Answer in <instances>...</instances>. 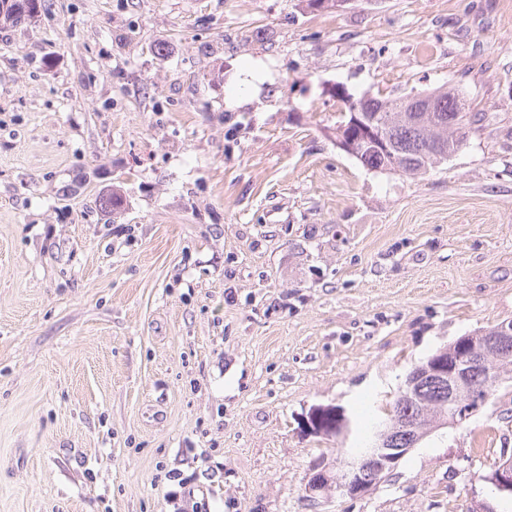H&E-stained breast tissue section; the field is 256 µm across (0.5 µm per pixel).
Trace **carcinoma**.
Returning <instances> with one entry per match:
<instances>
[{"instance_id": "1", "label": "carcinoma", "mask_w": 512, "mask_h": 512, "mask_svg": "<svg viewBox=\"0 0 512 512\" xmlns=\"http://www.w3.org/2000/svg\"><path fill=\"white\" fill-rule=\"evenodd\" d=\"M35 0H0V17L18 24L33 16ZM409 99L417 100L422 106L429 101L439 111L440 120L434 122L428 112H412L410 116L419 118L417 122H403L392 129V137L400 149L401 171L416 175L445 161L459 150L467 140L472 125L477 122V114L465 111L466 103L454 87H443L421 92H410L393 98H380L362 95L353 99L357 112L365 114L375 122H384L402 107ZM345 121L336 127V137L350 136L355 140L356 159L369 169L381 164L371 141L360 131L349 132L350 107L344 97H338Z\"/></svg>"}]
</instances>
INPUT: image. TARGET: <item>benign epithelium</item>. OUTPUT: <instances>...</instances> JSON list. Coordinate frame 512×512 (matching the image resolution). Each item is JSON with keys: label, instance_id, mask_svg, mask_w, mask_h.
Listing matches in <instances>:
<instances>
[{"label": "benign epithelium", "instance_id": "7a95c632", "mask_svg": "<svg viewBox=\"0 0 512 512\" xmlns=\"http://www.w3.org/2000/svg\"><path fill=\"white\" fill-rule=\"evenodd\" d=\"M462 340L464 347L449 352L443 350L412 373L404 397L413 403L415 412L403 420L400 433L395 435L390 427H381L368 448L344 459L340 474L333 476L326 470L315 472L306 488L310 497L332 487L342 496H360L377 485L410 447L431 432L439 422V411L451 409L448 424L455 426L472 416L479 408L473 397L487 395L490 386L498 381L496 363L512 356V321L484 334L477 344L466 336ZM433 380L442 387L435 403L425 395L426 384ZM401 438L407 441V447H396ZM479 479L491 483L500 492H512V458L502 459Z\"/></svg>", "mask_w": 512, "mask_h": 512}]
</instances>
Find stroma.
Listing matches in <instances>:
<instances>
[{
    "label": "stroma",
    "instance_id": "1",
    "mask_svg": "<svg viewBox=\"0 0 512 512\" xmlns=\"http://www.w3.org/2000/svg\"><path fill=\"white\" fill-rule=\"evenodd\" d=\"M340 85L452 86L484 119L427 173L371 170ZM510 319L512 0L0 23V512H512L480 479L512 384L363 495L306 493L412 367ZM367 134L360 131H355L350 134V137L355 140V150L357 155L354 156L358 161L362 163L363 166L368 169H377L381 164L380 157L378 156L372 142L370 140H366ZM339 146L347 152L352 153L354 151L353 144H351L348 140H340Z\"/></svg>",
    "mask_w": 512,
    "mask_h": 512
}]
</instances>
